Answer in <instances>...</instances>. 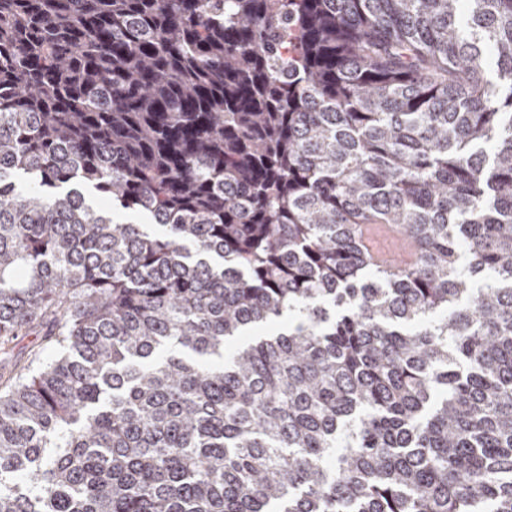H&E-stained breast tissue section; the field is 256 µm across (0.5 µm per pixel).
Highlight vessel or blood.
<instances>
[{"mask_svg":"<svg viewBox=\"0 0 512 512\" xmlns=\"http://www.w3.org/2000/svg\"><path fill=\"white\" fill-rule=\"evenodd\" d=\"M356 239L368 260L383 268L403 267L415 259L407 233L396 224H360Z\"/></svg>","mask_w":512,"mask_h":512,"instance_id":"obj_1","label":"vessel or blood"}]
</instances>
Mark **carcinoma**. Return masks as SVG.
<instances>
[{
	"label": "carcinoma",
	"instance_id": "carcinoma-1",
	"mask_svg": "<svg viewBox=\"0 0 512 512\" xmlns=\"http://www.w3.org/2000/svg\"><path fill=\"white\" fill-rule=\"evenodd\" d=\"M1 370L0 512H512V0H0ZM356 239L368 260L376 266L404 267L415 259L407 233L397 224H357ZM16 343L15 352L19 353L20 367L27 366L32 359L45 361L50 357H56L60 351L59 347L49 342L45 336L34 334L21 336Z\"/></svg>",
	"mask_w": 512,
	"mask_h": 512
}]
</instances>
